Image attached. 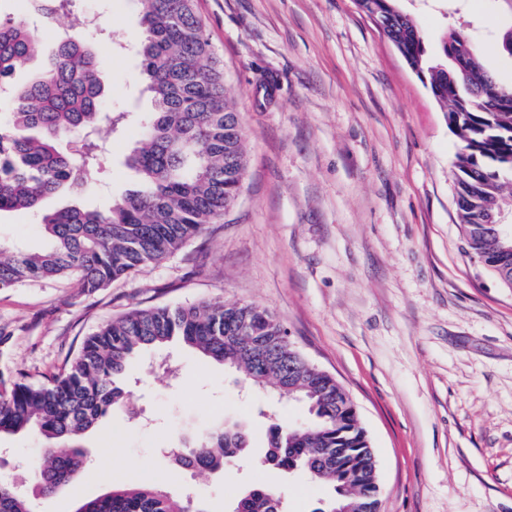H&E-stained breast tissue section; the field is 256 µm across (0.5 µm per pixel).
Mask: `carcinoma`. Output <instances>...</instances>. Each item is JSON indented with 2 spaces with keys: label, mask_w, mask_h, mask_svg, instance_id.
Returning a JSON list of instances; mask_svg holds the SVG:
<instances>
[{
  "label": "carcinoma",
  "mask_w": 512,
  "mask_h": 512,
  "mask_svg": "<svg viewBox=\"0 0 512 512\" xmlns=\"http://www.w3.org/2000/svg\"><path fill=\"white\" fill-rule=\"evenodd\" d=\"M138 2V54L151 111L141 118L143 138L126 164L140 187L102 210L81 205L79 197L106 151L99 131L116 130L124 113L98 108L107 99L109 80L96 47L80 34L69 35L54 43L45 67L17 82L14 76L42 53L43 44L25 16L0 14V81L13 100L7 121L0 122V213H36L51 238L48 248L34 253L12 252L0 242L1 291L73 278L82 291L95 293L174 255L236 204L246 166L241 119L225 98L224 72L194 0ZM356 4L380 21L382 33L444 107L448 126L462 141L454 177L466 253L511 283L512 265H500L499 254L512 242L496 237L486 218L503 211V193L512 184V88L484 68L479 46L464 33L445 36L436 60L396 0ZM73 136L80 150L61 153L58 142ZM60 191L74 202L42 210L44 200ZM258 341L284 355L282 364L253 363L250 351ZM170 344L233 366L252 385L308 405V421L270 428L265 452L277 469L296 468L329 486L328 505L348 507L357 493L371 490L367 435L336 405L343 398L336 379L301 364L284 384L281 375L296 347L277 318L252 303L202 301L135 309L113 319L86 337L71 362L45 382L0 370V437L32 433L43 439L33 467L41 492L52 493L83 472L84 450L74 440L125 406L122 378L131 358ZM250 443L248 429L214 423L183 439L184 452H171L167 460L174 468L218 472L226 462L248 456ZM279 499L278 488L258 484L243 492L235 509L275 512ZM0 512L33 510L26 493L0 481ZM76 512L206 510L189 496L142 480L114 487Z\"/></svg>",
  "instance_id": "1"
}]
</instances>
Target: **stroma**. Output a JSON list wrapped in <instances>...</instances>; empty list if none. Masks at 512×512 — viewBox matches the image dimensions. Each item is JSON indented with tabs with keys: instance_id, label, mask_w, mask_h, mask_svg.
I'll return each instance as SVG.
<instances>
[{
	"instance_id": "stroma-1",
	"label": "stroma",
	"mask_w": 512,
	"mask_h": 512,
	"mask_svg": "<svg viewBox=\"0 0 512 512\" xmlns=\"http://www.w3.org/2000/svg\"><path fill=\"white\" fill-rule=\"evenodd\" d=\"M430 53L460 29L512 87L500 49L512 25L496 0H400ZM113 111L128 113L82 196L107 207L136 188L124 163L150 108L140 78L137 0H90ZM239 112L246 173L234 209L166 261L93 294L68 279L0 291V369L41 382L82 340L135 309L254 303L353 399L377 462L380 512H512V288L465 252L452 170L460 147L443 107L355 0H198ZM0 241L46 243L36 216L0 214ZM128 406L100 418L84 473L32 501L76 512L112 487L152 476L172 493L231 512L251 485L311 512L326 486L259 465L272 423L303 404L241 384L233 369L175 345L126 371ZM245 422L252 461L174 470L183 432ZM37 438L0 439V480L29 488ZM111 456V466L101 464Z\"/></svg>"
}]
</instances>
